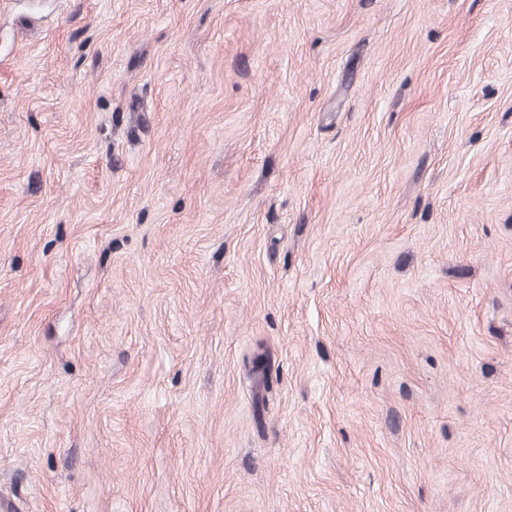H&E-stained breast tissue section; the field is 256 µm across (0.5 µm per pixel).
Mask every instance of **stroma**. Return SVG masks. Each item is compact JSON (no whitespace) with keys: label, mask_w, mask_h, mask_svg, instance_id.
I'll list each match as a JSON object with an SVG mask.
<instances>
[{"label":"stroma","mask_w":512,"mask_h":512,"mask_svg":"<svg viewBox=\"0 0 512 512\" xmlns=\"http://www.w3.org/2000/svg\"><path fill=\"white\" fill-rule=\"evenodd\" d=\"M0 512H512V0H0Z\"/></svg>","instance_id":"stroma-1"}]
</instances>
